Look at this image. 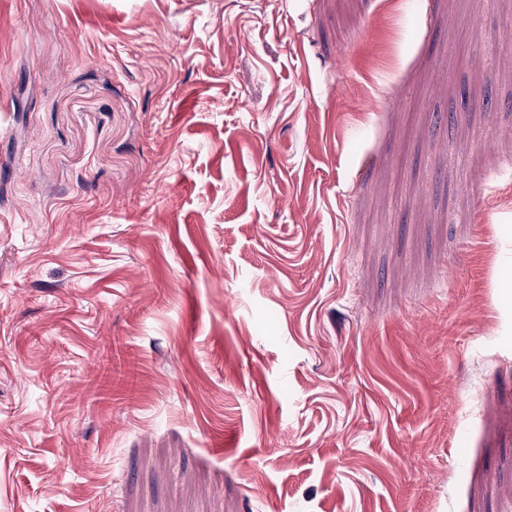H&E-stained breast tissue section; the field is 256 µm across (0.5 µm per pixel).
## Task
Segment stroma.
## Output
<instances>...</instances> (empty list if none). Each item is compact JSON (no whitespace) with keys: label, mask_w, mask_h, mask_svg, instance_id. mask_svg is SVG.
I'll return each mask as SVG.
<instances>
[{"label":"stroma","mask_w":512,"mask_h":512,"mask_svg":"<svg viewBox=\"0 0 512 512\" xmlns=\"http://www.w3.org/2000/svg\"><path fill=\"white\" fill-rule=\"evenodd\" d=\"M0 512H512V0H0Z\"/></svg>","instance_id":"1"}]
</instances>
